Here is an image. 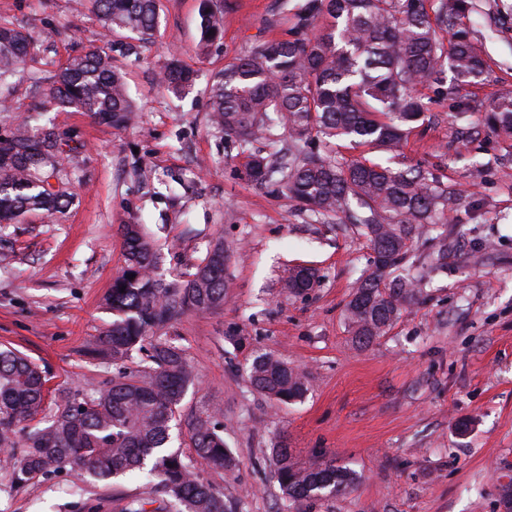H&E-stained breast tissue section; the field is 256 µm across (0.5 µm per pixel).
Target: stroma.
Wrapping results in <instances>:
<instances>
[{
  "instance_id": "1",
  "label": "stroma",
  "mask_w": 512,
  "mask_h": 512,
  "mask_svg": "<svg viewBox=\"0 0 512 512\" xmlns=\"http://www.w3.org/2000/svg\"><path fill=\"white\" fill-rule=\"evenodd\" d=\"M476 2L459 26L482 42V80L435 105L399 157L372 155L463 190L461 222L449 225L446 243L420 246L444 251L445 269L362 349L345 308L371 256L366 238L349 224L312 223L296 202L240 177L234 138L209 121V90L224 67L286 36L279 0H224V34L206 56L200 0H160L162 23L148 41L105 33L79 0H0V21L37 43L0 89L12 106L0 112V137L27 115L83 145L61 212L0 226V347L36 361L50 396L103 390L114 371L86 349L112 321L105 297L124 266L121 225H142L166 283L219 242L230 252L223 307L186 313L160 336L184 349L196 376L173 445L189 450L192 418L223 424L236 464L201 474L238 512H503L499 486L512 478V144L479 118L493 98L512 95V17L491 23L494 0ZM91 44L125 74L136 125L118 130L72 108L36 113L39 79ZM173 52L195 73L183 94L159 84ZM293 265L314 268L318 286L284 288ZM262 352L306 373L301 401L281 404L249 387L246 370ZM281 437L298 462L321 455L349 468L353 488L286 501L273 478ZM17 465L13 452H0V512H114L113 496L147 491L141 479L95 486L67 470L19 486Z\"/></svg>"
}]
</instances>
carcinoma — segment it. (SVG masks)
<instances>
[{"label":"carcinoma","mask_w":512,"mask_h":512,"mask_svg":"<svg viewBox=\"0 0 512 512\" xmlns=\"http://www.w3.org/2000/svg\"><path fill=\"white\" fill-rule=\"evenodd\" d=\"M292 26L286 38L256 43L224 68L212 88L211 119L236 139L243 177L299 203L316 222L357 224L381 258H371L345 313L353 339L367 346L384 335L421 292L406 267L414 243L434 224L448 223L461 196L421 168L395 170L368 157L349 161L338 141L396 155L433 105L483 73L476 38L456 29L467 0H284ZM108 32L149 38L161 25L158 0H85ZM200 49L224 31V8L201 0ZM24 31L0 22V83L14 77L35 51ZM450 78H445V73ZM163 87L189 89L193 72L171 56ZM432 94L422 93V88ZM75 108L116 128L132 124L137 109L125 76L101 46L69 58L43 90L40 111ZM485 124L512 141V96L497 97ZM72 138L25 120L0 139V224L26 213L53 215L71 184L66 159ZM125 266L106 304L112 323L87 354L112 363L110 386L68 390L56 409L45 404L44 371L25 355L0 350V447L19 449L15 482L63 470L99 481L138 471L151 479L147 495L121 496L119 512H235L224 493L195 471L234 465L224 436L205 417L189 423L191 455L171 449L182 399L194 384L184 351L150 333L186 312L224 305L228 251L220 243L177 284L154 276L158 258L140 225H122ZM135 278L130 279L128 275ZM284 286L303 293L317 286L316 271L295 265ZM250 388L277 402L303 398L305 375L267 353L252 359ZM275 479L290 501L334 495L351 487L353 473L334 461L298 465L284 438L272 448Z\"/></svg>","instance_id":"1"}]
</instances>
